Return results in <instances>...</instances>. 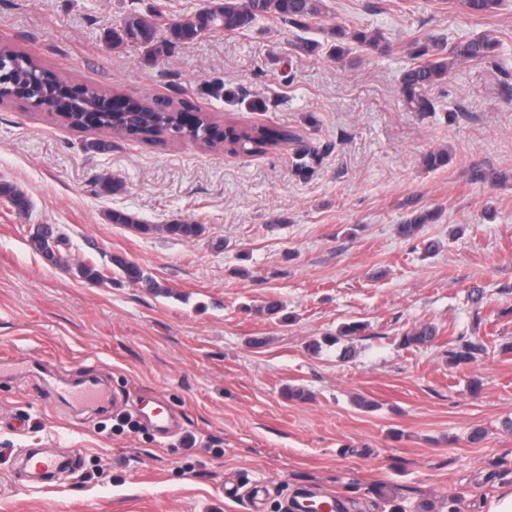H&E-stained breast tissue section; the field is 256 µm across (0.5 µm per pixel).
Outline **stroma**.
<instances>
[{
	"label": "stroma",
	"instance_id": "stroma-1",
	"mask_svg": "<svg viewBox=\"0 0 512 512\" xmlns=\"http://www.w3.org/2000/svg\"><path fill=\"white\" fill-rule=\"evenodd\" d=\"M202 3L0 0V43L69 84L289 134L233 154L0 105V181L31 200L21 215L0 199V354L15 361L0 372V512H290L305 488L347 512L438 510L451 496L459 512H483L512 490L497 465L512 462V0L490 17L458 0H326L306 30L271 18L151 56L104 38L128 13L179 19ZM337 24L381 31L389 52L329 58ZM483 34L499 42L494 61L419 88L434 109L413 111L399 82L409 41ZM302 41L317 50L297 51ZM98 138L111 150H89ZM434 149L451 160L424 170ZM477 167L504 179L475 180ZM104 173L124 191L97 194ZM415 208L441 213L422 231L439 243L429 256L397 232ZM113 210L145 230L110 223ZM176 219L205 232L171 237L162 227ZM41 225L61 263L34 245ZM116 256L145 281L124 279ZM82 263L103 281L82 278ZM271 300L283 305L274 315L262 311ZM353 321L365 326L353 359L309 350ZM418 323L437 328L434 343L402 348ZM460 336L485 348L452 365L442 348ZM90 373L104 403L45 400L44 375ZM158 401L173 419L163 437L144 416ZM476 429L485 438L469 442ZM31 448L72 464L32 483Z\"/></svg>",
	"mask_w": 512,
	"mask_h": 512
}]
</instances>
